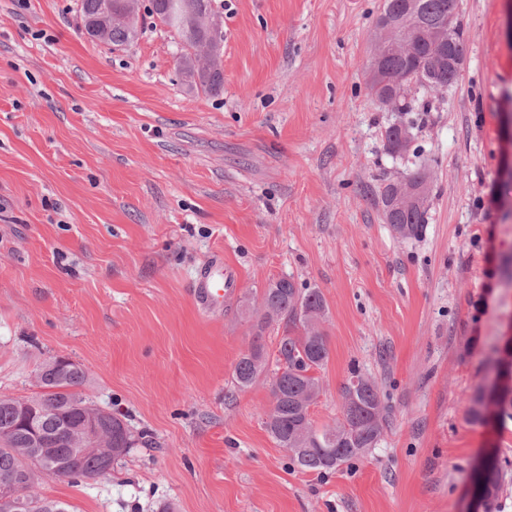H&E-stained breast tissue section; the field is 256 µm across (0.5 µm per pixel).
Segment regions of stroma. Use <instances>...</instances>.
<instances>
[{"instance_id":"obj_1","label":"stroma","mask_w":512,"mask_h":512,"mask_svg":"<svg viewBox=\"0 0 512 512\" xmlns=\"http://www.w3.org/2000/svg\"><path fill=\"white\" fill-rule=\"evenodd\" d=\"M79 3L0 0V397L33 396L64 357L138 440L111 475L38 494L70 512H469L491 449L512 512V419L470 416L512 337V0H460V76L407 113L367 88L383 0H215L216 94L189 88L168 29L144 18L115 47ZM422 165L426 222L404 238L378 193ZM216 253L239 287L212 320L191 281ZM283 276L328 306L314 425H334L355 372L388 412L377 447L326 475L267 433V380L232 383L242 304Z\"/></svg>"}]
</instances>
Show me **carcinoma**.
<instances>
[{
	"label": "carcinoma",
	"instance_id": "carcinoma-1",
	"mask_svg": "<svg viewBox=\"0 0 512 512\" xmlns=\"http://www.w3.org/2000/svg\"><path fill=\"white\" fill-rule=\"evenodd\" d=\"M83 28H94L92 38L114 47L132 42L139 33V14L126 10L123 0H81ZM213 13V0H158L149 11L154 23L169 29L181 44L179 64L192 79L191 88L206 94L224 86L221 45L211 46L207 65L201 69L199 47L208 41L206 18ZM372 38L382 45L379 68L392 80L380 85L368 75L367 85L378 102L396 94L401 112L413 111L408 99L411 85L431 92H444L456 82L460 68L449 60L464 59L466 41L459 20V0H384ZM392 154L409 145L405 131L397 126L386 130ZM427 169L418 168L397 182L389 181L380 190L385 223L411 237L425 224L426 201L392 209L400 189L424 183ZM261 315L253 324L254 335L248 350L240 355L233 384L238 389L254 385L261 375L270 376L272 408L265 428L274 442L288 451L293 467L317 474L367 454L381 439L386 417L374 381L354 375L343 386V410L336 425L318 430L309 414L320 391L315 372L329 359V344L321 325L327 305L316 288L300 290L294 281L281 277L269 282L260 294ZM282 327L274 359H269L263 333L271 324ZM42 391L30 401L38 406L37 427H27L21 416L20 400L0 398V512H68L65 505L40 498L38 480L28 481L27 466H41L46 476L79 483L89 473L98 472L126 454L135 439L126 424L111 412L95 407L78 388L86 372L71 362L59 367L54 359L37 373ZM102 415V440L92 451L77 448L75 436L89 411ZM503 471L497 465L478 473L475 493L491 495L496 509Z\"/></svg>",
	"mask_w": 512,
	"mask_h": 512
}]
</instances>
